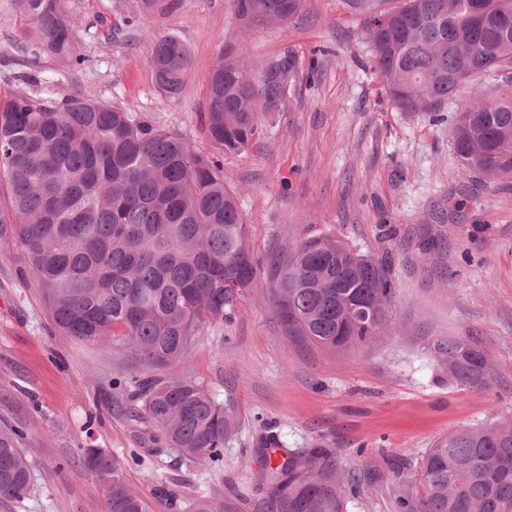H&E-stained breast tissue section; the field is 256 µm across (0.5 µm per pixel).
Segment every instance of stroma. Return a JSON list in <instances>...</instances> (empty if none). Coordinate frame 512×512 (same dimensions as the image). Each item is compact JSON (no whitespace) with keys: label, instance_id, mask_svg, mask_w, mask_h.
<instances>
[{"label":"stroma","instance_id":"1","mask_svg":"<svg viewBox=\"0 0 512 512\" xmlns=\"http://www.w3.org/2000/svg\"><path fill=\"white\" fill-rule=\"evenodd\" d=\"M82 68L26 44L13 0H0V94L20 75L43 94L82 95L150 117L218 155L260 261L308 236L331 234L385 261L396 296L375 342L331 352L284 336L258 275L223 325L198 336L180 367L238 419L224 464L194 465L160 450L156 432L117 397L124 348L82 344L52 325L25 258L0 256V427L21 430L34 486L0 512H106L105 491L78 461L102 448L150 512H186L217 496L224 512H267L259 474L268 448L329 450L359 484L346 512H395L396 471L414 475L431 444L490 421L512 423V180L477 182L449 142L457 111L399 112L371 66L361 16L347 0H303L292 21L244 27L229 0H160L137 19L136 0H69ZM173 35L192 64L178 98L155 87L151 41ZM234 43L264 65L294 54L297 73L261 113L242 152H218L202 122L211 71ZM471 336L491 388L448 381L435 346Z\"/></svg>","mask_w":512,"mask_h":512}]
</instances>
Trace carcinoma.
<instances>
[{"label":"carcinoma","instance_id":"obj_1","mask_svg":"<svg viewBox=\"0 0 512 512\" xmlns=\"http://www.w3.org/2000/svg\"><path fill=\"white\" fill-rule=\"evenodd\" d=\"M364 13L373 69L400 112H435L450 100L459 117L450 140L458 162L478 178H512V0H486L488 19L466 20L469 0H400ZM246 25L285 22L302 0H231ZM24 38L72 57L75 22L65 0H14ZM157 89L181 95L191 55L175 36L153 43ZM296 59L286 54L256 70L233 46L215 64L204 124L214 145L244 150L258 115L284 96ZM501 83L494 94L486 76ZM22 85L0 97V247H19L42 289L56 330L133 353V386L145 418L186 461L220 464L234 418L205 387L180 375L203 328L224 323L260 262L250 249L235 193L220 161L181 134L126 108L70 96L38 97ZM269 300L282 332L327 350L368 345L387 321L395 287L383 264L343 240L312 236L267 263ZM448 380L487 389L484 352L470 336L439 344ZM81 463L106 489L107 512H149L120 464L101 448ZM278 512H345L352 479L340 480L322 453L296 454L261 474ZM33 484L14 430H0V497L22 501ZM397 512H512V426L490 422L443 437L422 460L419 481L400 486Z\"/></svg>","mask_w":512,"mask_h":512}]
</instances>
